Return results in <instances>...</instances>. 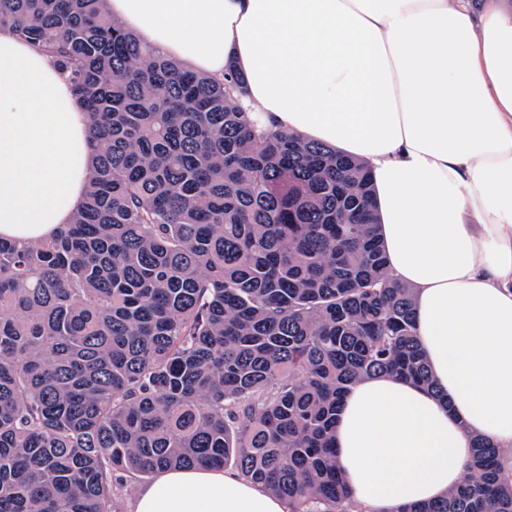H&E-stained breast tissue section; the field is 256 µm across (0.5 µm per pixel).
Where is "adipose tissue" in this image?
Segmentation results:
<instances>
[{
    "instance_id": "obj_1",
    "label": "adipose tissue",
    "mask_w": 512,
    "mask_h": 512,
    "mask_svg": "<svg viewBox=\"0 0 512 512\" xmlns=\"http://www.w3.org/2000/svg\"><path fill=\"white\" fill-rule=\"evenodd\" d=\"M161 55L243 78L260 126L367 165L390 274L414 290L435 389L345 394L336 448L353 503L400 512L457 486L472 435L512 483V0H108ZM94 146L68 71L0 26V239L71 223ZM133 512H288L215 467L164 469Z\"/></svg>"
}]
</instances>
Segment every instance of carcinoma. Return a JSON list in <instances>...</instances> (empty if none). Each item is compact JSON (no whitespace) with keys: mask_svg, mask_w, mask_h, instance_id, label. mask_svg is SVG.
I'll return each instance as SVG.
<instances>
[{"mask_svg":"<svg viewBox=\"0 0 512 512\" xmlns=\"http://www.w3.org/2000/svg\"><path fill=\"white\" fill-rule=\"evenodd\" d=\"M107 0H0L69 71L96 153L53 239L0 240V512H113L117 478L221 468L356 512L333 443L364 377L433 385L366 167L260 129L233 75L158 55ZM499 450L403 512H512Z\"/></svg>","mask_w":512,"mask_h":512,"instance_id":"carcinoma-1","label":"carcinoma"}]
</instances>
